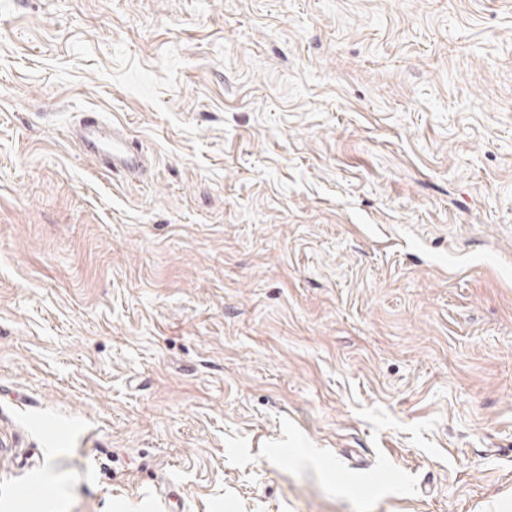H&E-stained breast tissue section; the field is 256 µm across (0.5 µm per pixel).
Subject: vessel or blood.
<instances>
[{
    "label": "vessel or blood",
    "mask_w": 512,
    "mask_h": 512,
    "mask_svg": "<svg viewBox=\"0 0 512 512\" xmlns=\"http://www.w3.org/2000/svg\"><path fill=\"white\" fill-rule=\"evenodd\" d=\"M81 153L102 169L131 179L144 176L151 167L148 154L131 141L125 129L114 126L98 113L87 112L68 131Z\"/></svg>",
    "instance_id": "b4317fda"
}]
</instances>
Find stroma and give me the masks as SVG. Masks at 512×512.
Segmentation results:
<instances>
[{
	"instance_id": "35a3bbf8",
	"label": "stroma",
	"mask_w": 512,
	"mask_h": 512,
	"mask_svg": "<svg viewBox=\"0 0 512 512\" xmlns=\"http://www.w3.org/2000/svg\"><path fill=\"white\" fill-rule=\"evenodd\" d=\"M0 512H512V0H0ZM68 137L81 153L96 161L102 169L131 179L144 176L151 158L131 141L124 128L114 126L97 112H86L68 130Z\"/></svg>"
}]
</instances>
